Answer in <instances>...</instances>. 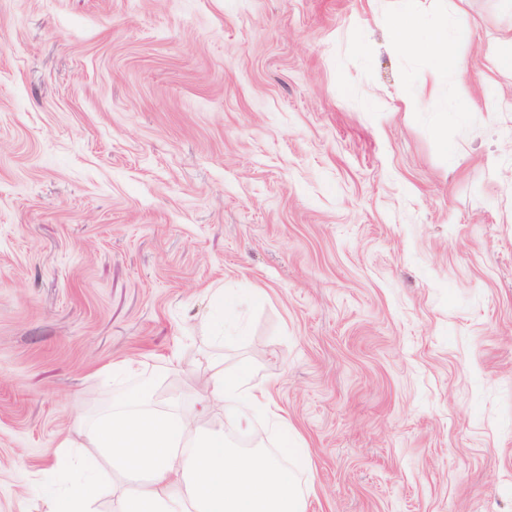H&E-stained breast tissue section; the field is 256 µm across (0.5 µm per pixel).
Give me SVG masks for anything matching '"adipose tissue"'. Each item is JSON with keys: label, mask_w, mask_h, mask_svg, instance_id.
I'll return each mask as SVG.
<instances>
[{"label": "adipose tissue", "mask_w": 512, "mask_h": 512, "mask_svg": "<svg viewBox=\"0 0 512 512\" xmlns=\"http://www.w3.org/2000/svg\"><path fill=\"white\" fill-rule=\"evenodd\" d=\"M468 35L459 7L450 24L426 39L417 38L405 18L389 29L397 49L433 57L439 71L457 66L453 43ZM214 404L245 430L258 408L273 430L288 427L269 388L251 383L243 370L225 367L220 358L207 368L198 413L158 411L147 397L130 395L84 426L83 447L109 457L113 470L128 480L122 512H305L296 475L278 456L260 446L234 448L223 429L205 427L203 415ZM95 475L93 457H81L70 488L51 497L49 512H92L89 490Z\"/></svg>", "instance_id": "ef3b65f1"}]
</instances>
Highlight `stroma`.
Listing matches in <instances>:
<instances>
[{
    "label": "stroma",
    "instance_id": "1",
    "mask_svg": "<svg viewBox=\"0 0 512 512\" xmlns=\"http://www.w3.org/2000/svg\"><path fill=\"white\" fill-rule=\"evenodd\" d=\"M457 2L0 0V512L214 357L287 414L307 512H512V0H467L425 112L388 35Z\"/></svg>",
    "mask_w": 512,
    "mask_h": 512
}]
</instances>
